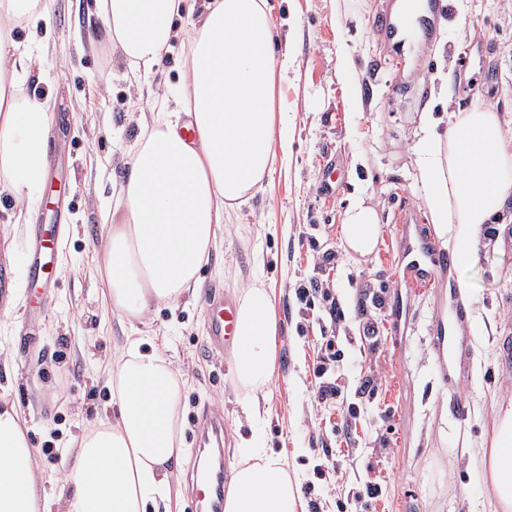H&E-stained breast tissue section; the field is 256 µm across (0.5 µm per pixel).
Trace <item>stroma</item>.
Here are the masks:
<instances>
[{
	"mask_svg": "<svg viewBox=\"0 0 512 512\" xmlns=\"http://www.w3.org/2000/svg\"><path fill=\"white\" fill-rule=\"evenodd\" d=\"M42 2L48 22L20 21L13 36L43 63L25 80L27 97L63 118L57 136L71 230L57 252L58 288L36 335L25 341L20 318L32 288L25 268H15L5 302L12 315L0 323V383L14 377L5 397L30 429L41 470L57 477L61 447L107 406L105 367L131 334L101 306L93 245L115 204L127 152L154 106L179 87L191 26L177 22L160 69L136 91L94 0ZM268 3L288 37V78L277 84L274 105L286 121L288 148L277 151L264 188L225 215L224 237L200 276L203 288L217 285L236 297L253 285L271 290L279 327L273 378L260 390L242 386L230 356L204 354L205 304L160 307L138 332L163 345L183 375L182 424L205 408L222 409L225 460L238 465L241 440L257 437L286 457L303 502L317 501L319 512H498L481 450L497 410L512 405V351L500 344L512 337V198L497 223L486 225L473 266L454 272L471 310L463 418L449 403L433 344L446 292L401 287L394 217L402 208L428 214L412 135L422 112L445 115L482 103L512 120V0H468L462 18L436 14L429 34L404 54L377 25L384 0ZM345 50L355 66L356 107L340 72ZM439 71L448 75L444 101ZM331 166L336 189L324 193L319 184ZM358 197L375 207L381 225L377 249L366 258L340 243L342 215ZM502 224L509 227L503 236ZM27 232V219L0 186V237L13 244L9 252L0 246V262L25 253ZM312 281L335 298L339 321H331L321 296L299 298L298 288ZM365 313L379 323L370 340ZM330 336L341 394L325 406L315 394ZM369 376L377 384L367 392L361 384ZM254 400L266 412L258 422L245 413ZM370 482L382 488L377 498L364 494Z\"/></svg>",
	"mask_w": 512,
	"mask_h": 512,
	"instance_id": "1",
	"label": "stroma"
}]
</instances>
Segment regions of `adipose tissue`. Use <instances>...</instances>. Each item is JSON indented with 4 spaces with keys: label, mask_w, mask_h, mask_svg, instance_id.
I'll return each instance as SVG.
<instances>
[{
    "label": "adipose tissue",
    "mask_w": 512,
    "mask_h": 512,
    "mask_svg": "<svg viewBox=\"0 0 512 512\" xmlns=\"http://www.w3.org/2000/svg\"><path fill=\"white\" fill-rule=\"evenodd\" d=\"M194 20L178 106L160 107L136 138L127 175L101 250L109 311L142 322L154 306L200 299L199 270L224 234V213L252 197L271 173L276 142L286 141L273 109L285 78L277 26L267 0H96L106 36L134 76L159 66L183 14ZM40 0H0V182L19 209L32 211L44 191L50 114L20 89L26 62L11 35L17 18L45 19ZM193 123L196 143L181 135ZM422 199L440 244L458 268L471 264L485 226L512 197V128L492 107L474 105L441 119L422 113L414 132ZM381 226L373 206L354 200L340 227L350 252H374ZM233 367L246 387L264 385L274 367L276 321L264 286L239 300ZM112 410L84 427L63 452L68 494L57 509L37 489L46 479L18 408L0 403V512H147L171 497L184 450L179 416L182 375L162 350L137 343L108 370ZM500 512H512V405L499 409L482 451ZM225 512H298L300 488L282 455L254 445L230 479Z\"/></svg>",
    "instance_id": "1"
}]
</instances>
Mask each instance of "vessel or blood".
Returning <instances> with one entry per match:
<instances>
[{
    "label": "vessel or blood",
    "mask_w": 512,
    "mask_h": 512,
    "mask_svg": "<svg viewBox=\"0 0 512 512\" xmlns=\"http://www.w3.org/2000/svg\"><path fill=\"white\" fill-rule=\"evenodd\" d=\"M438 0H396L394 7L385 8L378 24L389 41L404 43L415 31H428ZM397 223L403 227L400 242V264L406 287L424 293L443 281L455 262L452 251L437 248L422 230L421 218L407 209L399 210ZM59 236L41 224L28 228L27 255L30 273L40 281L52 277L55 251ZM450 317L440 325L434 337L437 352L449 351L457 358L465 356L464 334L470 323L469 306L458 289H450ZM210 314L208 348L231 351L235 346L237 302L233 296L211 291L208 299ZM193 442L208 446L206 456L191 459L188 466L189 508L191 512H224L228 494L224 459V413L205 409L190 426Z\"/></svg>",
    "instance_id": "b4317fda"
}]
</instances>
